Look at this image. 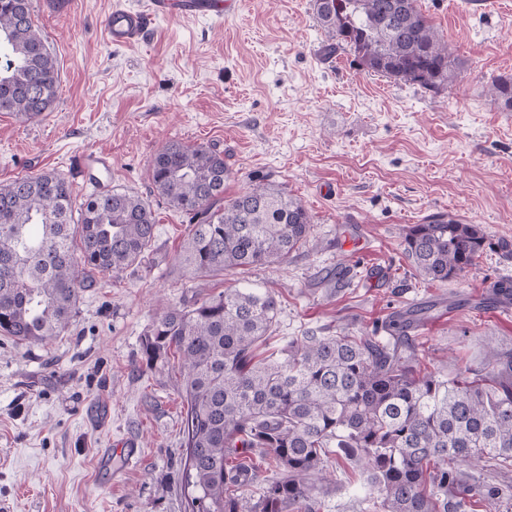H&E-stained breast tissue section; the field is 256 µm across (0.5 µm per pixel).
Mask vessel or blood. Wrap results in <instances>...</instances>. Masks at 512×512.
I'll return each mask as SVG.
<instances>
[{"mask_svg": "<svg viewBox=\"0 0 512 512\" xmlns=\"http://www.w3.org/2000/svg\"><path fill=\"white\" fill-rule=\"evenodd\" d=\"M224 8L223 0H141L135 6L127 0H115L104 21L103 36L109 44L124 47L144 38L157 17L173 13L219 15ZM76 164L89 184L112 175V158L103 152H82Z\"/></svg>", "mask_w": 512, "mask_h": 512, "instance_id": "obj_1", "label": "vessel or blood"}]
</instances>
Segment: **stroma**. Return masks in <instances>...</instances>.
<instances>
[{"label":"stroma","mask_w":512,"mask_h":512,"mask_svg":"<svg viewBox=\"0 0 512 512\" xmlns=\"http://www.w3.org/2000/svg\"><path fill=\"white\" fill-rule=\"evenodd\" d=\"M112 2L31 0L60 84L42 118L0 113V183L53 171L83 200L93 188L74 159L101 151L112 157L108 189L148 200L156 234L137 266L96 275L49 343L0 336V512H184L180 370L140 357L162 308L196 295L272 291L265 356L307 331L358 336L424 303L432 316L412 337L426 365L452 377L482 368L489 349L512 351V304L485 302L491 282L512 277V254L486 252L438 283L416 275L400 246L409 225L433 215L512 242V111L488 93L493 78L512 74V0L483 11L470 0H418L465 63L436 93L364 70L350 49L325 56L312 0H234L220 16L161 17L121 48L102 35ZM173 140L223 152L225 196L261 182L301 200L314 217L306 246L244 273H185L176 257L190 225L148 176ZM124 441L141 455L128 469L116 451ZM462 471L496 486L498 512H512V465ZM315 494L318 512H374L365 472L346 459Z\"/></svg>","instance_id":"obj_1"}]
</instances>
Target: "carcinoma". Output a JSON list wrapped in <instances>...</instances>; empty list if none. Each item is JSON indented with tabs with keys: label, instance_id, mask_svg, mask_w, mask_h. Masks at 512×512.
I'll list each match as a JSON object with an SVG mask.
<instances>
[{
	"label": "carcinoma",
	"instance_id": "1",
	"mask_svg": "<svg viewBox=\"0 0 512 512\" xmlns=\"http://www.w3.org/2000/svg\"><path fill=\"white\" fill-rule=\"evenodd\" d=\"M331 55L347 46L369 72L437 92L464 62L417 0H313ZM59 72L30 0H0V112L31 120L50 111ZM489 91L512 110V75ZM153 192L191 224L178 259L191 275L279 261L302 248L313 215L282 187L257 183L230 199L231 172L210 145L171 141L149 165ZM156 217L141 197L106 191L76 203L69 182L39 173L0 184V333L43 344L65 330L90 276L139 264ZM494 243L478 224L439 216L408 227L402 255L430 282L476 266ZM431 306H410L362 336L308 332L282 356L259 343L277 315L271 292L226 288L164 311L141 341L148 368L174 358L182 380L180 484L187 512H316L326 449L361 464L380 512H458L464 496L493 512L498 489L463 480L459 465L512 463V352L448 377L423 364L409 333ZM263 448L279 476L252 501L253 475L230 464Z\"/></svg>",
	"mask_w": 512,
	"mask_h": 512
}]
</instances>
